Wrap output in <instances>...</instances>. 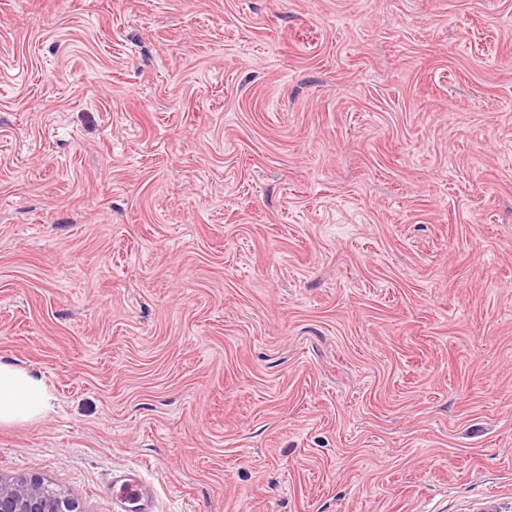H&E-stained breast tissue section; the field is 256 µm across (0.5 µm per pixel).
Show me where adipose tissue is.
Listing matches in <instances>:
<instances>
[{"label":"adipose tissue","mask_w":512,"mask_h":512,"mask_svg":"<svg viewBox=\"0 0 512 512\" xmlns=\"http://www.w3.org/2000/svg\"><path fill=\"white\" fill-rule=\"evenodd\" d=\"M53 409V397L38 375L0 362V426L35 421Z\"/></svg>","instance_id":"1"}]
</instances>
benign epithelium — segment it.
<instances>
[{"label":"benign epithelium","instance_id":"1","mask_svg":"<svg viewBox=\"0 0 512 512\" xmlns=\"http://www.w3.org/2000/svg\"><path fill=\"white\" fill-rule=\"evenodd\" d=\"M0 512H85L80 502L37 477L0 475Z\"/></svg>","mask_w":512,"mask_h":512}]
</instances>
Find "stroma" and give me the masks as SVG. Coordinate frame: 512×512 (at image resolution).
Returning a JSON list of instances; mask_svg holds the SVG:
<instances>
[{
  "label": "stroma",
  "instance_id": "35a3bbf8",
  "mask_svg": "<svg viewBox=\"0 0 512 512\" xmlns=\"http://www.w3.org/2000/svg\"><path fill=\"white\" fill-rule=\"evenodd\" d=\"M0 361L87 512H512V0H0ZM53 410V397L38 375L0 362V426L35 421ZM112 495L116 502L129 505L120 512H152L153 495L146 479L137 469H131L122 479L112 480Z\"/></svg>",
  "mask_w": 512,
  "mask_h": 512
}]
</instances>
